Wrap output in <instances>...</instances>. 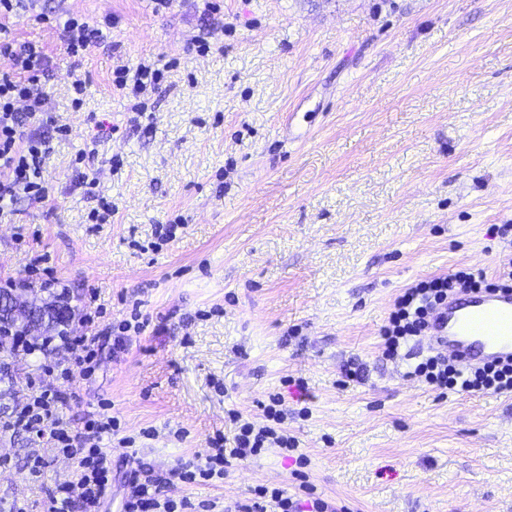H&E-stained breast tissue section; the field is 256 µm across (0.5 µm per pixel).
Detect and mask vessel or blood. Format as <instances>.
I'll list each match as a JSON object with an SVG mask.
<instances>
[{
  "instance_id": "b4317fda",
  "label": "vessel or blood",
  "mask_w": 512,
  "mask_h": 512,
  "mask_svg": "<svg viewBox=\"0 0 512 512\" xmlns=\"http://www.w3.org/2000/svg\"><path fill=\"white\" fill-rule=\"evenodd\" d=\"M435 346L470 365L512 360V292L449 297L430 333Z\"/></svg>"
}]
</instances>
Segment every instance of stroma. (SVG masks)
Instances as JSON below:
<instances>
[{
  "label": "stroma",
  "instance_id": "35a3bbf8",
  "mask_svg": "<svg viewBox=\"0 0 512 512\" xmlns=\"http://www.w3.org/2000/svg\"><path fill=\"white\" fill-rule=\"evenodd\" d=\"M45 0L107 40L72 56L28 14L12 37L44 47L55 140L51 202L21 201L0 223V284L56 302L76 329L149 319L127 351L87 379L73 350L0 346V512H51L75 469L44 441L7 429L29 384L76 392L59 410L80 427L100 407L128 447L123 476L164 473L232 439L235 410L262 422L282 396L284 427L318 493L350 512H512V394L440 395L411 375L428 341L388 360L380 329L418 280L512 254V0ZM205 38L206 52L196 40ZM165 77L117 93V62ZM85 80L73 109L72 74ZM89 160L76 163L78 152ZM94 176L96 194L77 171ZM112 215H88L99 197ZM180 224L170 242L155 227ZM51 267L65 294L27 269ZM362 364L361 381L342 370ZM45 460L40 471L29 462ZM293 459L271 448L218 485L174 483L172 498L247 503L253 487L298 496Z\"/></svg>",
  "mask_w": 512,
  "mask_h": 512
}]
</instances>
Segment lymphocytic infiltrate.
Returning a JSON list of instances; mask_svg holds the SVG:
<instances>
[{"mask_svg":"<svg viewBox=\"0 0 512 512\" xmlns=\"http://www.w3.org/2000/svg\"><path fill=\"white\" fill-rule=\"evenodd\" d=\"M24 0H0V55L9 57L12 70L0 75V223L11 221L17 200L42 207L49 200V189L43 179V168L51 153L52 134H67L69 128L52 115L44 84L51 71L49 56L42 46L9 37V24ZM38 22L61 31L65 50L79 55L98 43L103 34L87 21L74 15L60 18L51 11L37 13ZM512 289V258L501 260L495 276H487L480 268H463L448 275L427 277L407 288L397 299L381 330L384 358L397 355L402 346L424 336L440 306L449 294L466 289L486 291ZM145 325L139 313H132L116 332L110 335L94 328L82 333L63 329L34 343L16 335L14 346L26 354H49L66 346L79 352L75 368L81 376L92 375L104 349L122 353L129 332H141ZM415 376L435 389L447 392L512 393V362H492L479 367H466L435 354L423 356L413 367ZM68 392L46 386L33 388L27 402L17 409L11 428L36 436L47 435L58 454L74 461L73 479L57 484L53 502L54 512H100L105 495L112 485V460L104 451L105 436L117 432V417L103 411L89 413L81 427H63L58 420L60 407L68 403ZM282 399L272 394L263 406L264 424L243 419L239 413L231 418L237 425L232 441L216 436L199 463H185L172 469L171 474L182 482H223L232 463H241L260 456L266 449L294 450L295 441L282 424L285 414ZM300 489L306 495L298 500L284 489L272 485L254 488L249 503L240 505L238 512H335L334 506L316 496L315 488L305 481L303 472H296ZM162 477H132L130 491L122 503V512H197L186 498L173 499L163 492Z\"/></svg>","mask_w":512,"mask_h":512,"instance_id":"f902f5d3","label":"lymphocytic infiltrate"}]
</instances>
